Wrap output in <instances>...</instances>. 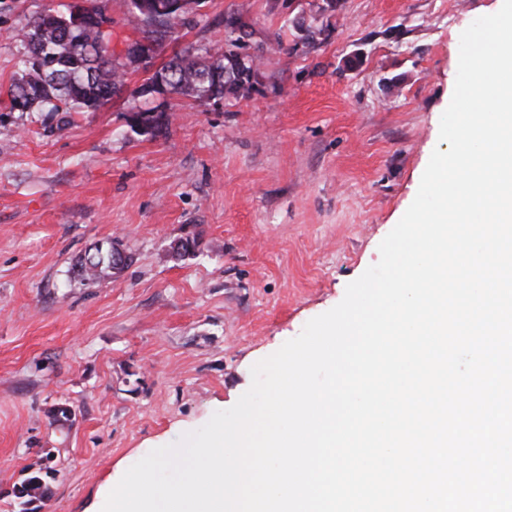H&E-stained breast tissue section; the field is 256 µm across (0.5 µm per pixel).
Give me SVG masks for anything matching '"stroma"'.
I'll list each match as a JSON object with an SVG mask.
<instances>
[{"mask_svg": "<svg viewBox=\"0 0 512 512\" xmlns=\"http://www.w3.org/2000/svg\"><path fill=\"white\" fill-rule=\"evenodd\" d=\"M59 2L0 15V85L21 51L7 31ZM497 5L341 0L327 41L267 55V92L184 109L153 138L128 127L126 90L65 126L0 116V512L46 464L39 512H101L132 465L231 408L255 363L341 302L448 150L460 35ZM229 8L262 32L284 22L267 0H207L174 42L223 48ZM111 240L129 267L75 280Z\"/></svg>", "mask_w": 512, "mask_h": 512, "instance_id": "stroma-1", "label": "stroma"}]
</instances>
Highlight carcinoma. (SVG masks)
Wrapping results in <instances>:
<instances>
[{
  "instance_id": "cac0c4a2",
  "label": "carcinoma",
  "mask_w": 512,
  "mask_h": 512,
  "mask_svg": "<svg viewBox=\"0 0 512 512\" xmlns=\"http://www.w3.org/2000/svg\"><path fill=\"white\" fill-rule=\"evenodd\" d=\"M111 17H126L133 30H140L139 20L129 9L128 0H109ZM151 10L146 21L162 28L161 34L175 30L185 21L180 13L179 0H144ZM69 4L63 2L48 12H36L14 38L23 46L17 70L7 87H0L6 109L11 112L39 110L51 117H60L62 124L71 123L74 112H96L106 106L112 96L122 91L128 73L115 63L102 57L108 50L98 51L102 34L93 27L72 28L67 23ZM310 23L291 26L292 35L309 44L318 42L317 35L331 27L329 21L316 16L310 9ZM265 57L259 56L244 66L248 71L247 84L240 83L237 63L222 53H211L206 48L190 44L156 73L169 94L186 98L202 107L211 105V99L222 97L231 103L252 96L259 85L261 66ZM113 243L98 244L92 260H77L73 274L84 284H93L100 278L120 273L123 268L112 265ZM46 466L30 472L14 487V497L19 500L20 512H36L32 504L43 500L49 493L46 483Z\"/></svg>"
}]
</instances>
